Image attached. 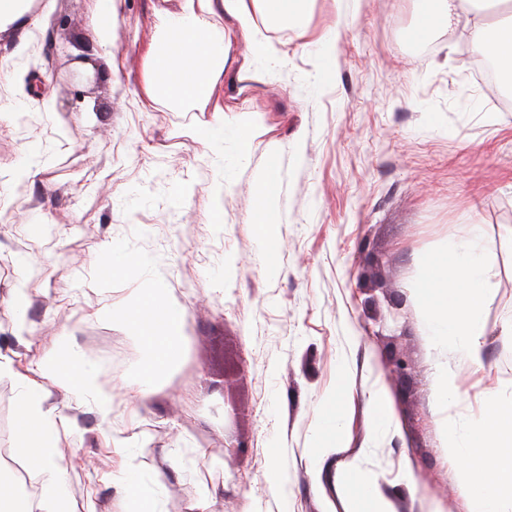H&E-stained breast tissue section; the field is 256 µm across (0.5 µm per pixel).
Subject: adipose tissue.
Instances as JSON below:
<instances>
[{"instance_id": "adipose-tissue-1", "label": "adipose tissue", "mask_w": 512, "mask_h": 512, "mask_svg": "<svg viewBox=\"0 0 512 512\" xmlns=\"http://www.w3.org/2000/svg\"><path fill=\"white\" fill-rule=\"evenodd\" d=\"M501 0H414L415 22L407 34L413 43L428 41L436 32L463 34L482 54L493 58L503 77L512 84V16L491 19L490 7ZM221 4L247 33L259 55L274 57L270 34L283 27L301 28L311 0H183L180 13L160 17L161 48L152 58L156 83L186 111H205L214 79L221 73L233 31L211 23L214 4ZM495 275L480 232L451 241L428 255L416 277L412 295L422 310L423 329L435 347H454L473 365L481 364L483 343L481 313L483 293ZM165 278L153 274L144 289L136 315L147 357L137 382L141 396L154 393L162 370L179 354L182 325L173 324V305L164 301ZM38 378L20 371L13 358L0 353V378L21 386L15 412L14 446L19 455L44 476L37 508H28L12 479L0 471V512H75L67 495L68 467L58 448L67 424L48 406L42 379H50L77 399L92 400L101 415L112 410V396L98 388L89 366L71 351L67 337H60L55 350L44 355ZM343 429L341 408L335 397L322 403L313 456L320 459L335 449ZM506 449L500 462L512 475V409H502L491 422L475 423L463 435L448 434V456L469 457L475 450ZM161 484L159 472L148 471L138 455H128L120 478V512H137L143 501L144 481Z\"/></svg>"}]
</instances>
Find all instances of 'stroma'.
<instances>
[{"instance_id": "obj_1", "label": "stroma", "mask_w": 512, "mask_h": 512, "mask_svg": "<svg viewBox=\"0 0 512 512\" xmlns=\"http://www.w3.org/2000/svg\"><path fill=\"white\" fill-rule=\"evenodd\" d=\"M182 0H115L112 43L97 47L94 0H33L24 31L0 34L6 73L37 76L44 97L0 114V351L36 368L58 336L105 378L112 411L46 383L74 426L61 435L77 512H119L123 457L105 434L162 475V512H192L199 486L220 512H354L344 461L378 478L391 512H469L444 446L512 406V108L476 77L478 54L440 32L407 40L412 0H313L305 30L272 32L259 62L237 21L211 111L154 92L159 16ZM337 37L322 64L321 40ZM55 42L47 52V42ZM53 110H46L45 99ZM252 128L246 152L232 132ZM223 127L216 160L199 132ZM279 156L275 268L259 262L257 182ZM33 161L29 177L16 170ZM480 226L497 274L482 305V365L434 349L408 283L424 257ZM120 243L124 267L108 248ZM185 312V341L158 390L140 401L144 362L130 312L149 271ZM24 288L25 323L14 291ZM402 355L409 374L390 361ZM458 393L439 403L441 369ZM380 386L393 425L376 428ZM339 395V447L313 480L321 398ZM15 381L0 379V467L37 503L43 479L13 448ZM246 444L224 454V438Z\"/></svg>"}]
</instances>
